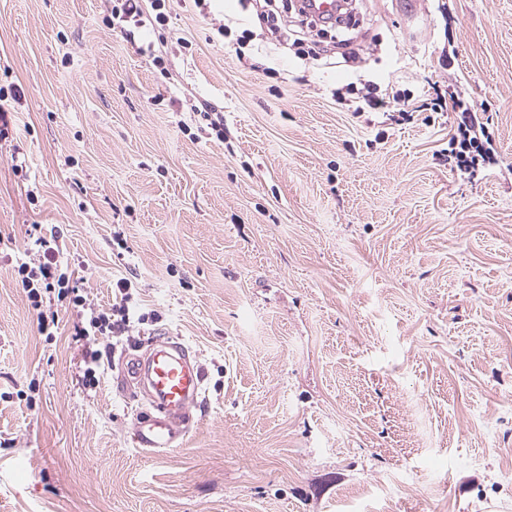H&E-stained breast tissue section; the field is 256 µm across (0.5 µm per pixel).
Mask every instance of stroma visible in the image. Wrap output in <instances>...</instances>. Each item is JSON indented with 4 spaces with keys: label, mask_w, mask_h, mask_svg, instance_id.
Here are the masks:
<instances>
[{
    "label": "stroma",
    "mask_w": 512,
    "mask_h": 512,
    "mask_svg": "<svg viewBox=\"0 0 512 512\" xmlns=\"http://www.w3.org/2000/svg\"><path fill=\"white\" fill-rule=\"evenodd\" d=\"M110 8L0 0V512H512V0H350L300 42L289 0H167L131 41ZM368 81L470 101L496 165L457 175L450 113L337 103ZM34 224L94 307L123 271L162 316L95 389L76 309L45 338L18 280ZM161 335L205 393L147 454L121 360Z\"/></svg>",
    "instance_id": "obj_1"
}]
</instances>
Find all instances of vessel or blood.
<instances>
[{
	"label": "vessel or blood",
	"instance_id": "1",
	"mask_svg": "<svg viewBox=\"0 0 512 512\" xmlns=\"http://www.w3.org/2000/svg\"><path fill=\"white\" fill-rule=\"evenodd\" d=\"M124 369L151 406L134 423V445L143 450L173 447L189 432L191 410L202 397L203 374L197 359L190 357L180 340L162 337L151 340L146 354L131 357Z\"/></svg>",
	"mask_w": 512,
	"mask_h": 512
}]
</instances>
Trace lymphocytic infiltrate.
Masks as SVG:
<instances>
[{
	"instance_id": "lymphocytic-infiltrate-1",
	"label": "lymphocytic infiltrate",
	"mask_w": 512,
	"mask_h": 512,
	"mask_svg": "<svg viewBox=\"0 0 512 512\" xmlns=\"http://www.w3.org/2000/svg\"><path fill=\"white\" fill-rule=\"evenodd\" d=\"M165 0H112L109 25L124 22L133 23V30L127 31V38H134L137 29L148 25L164 24L167 15ZM431 111L454 112L457 116L448 139L449 153L454 159L455 169L460 175L474 178L481 170L495 164L494 135L490 130L491 117L472 111L462 99L442 97L432 98ZM36 245L43 249L45 262L35 266L26 264L18 268L21 286L33 311H36L41 332H49L57 322L56 312L45 309L47 301L58 299L68 301L74 308H84L87 316L74 326L76 339L86 341L83 357L82 384L93 389L100 382V373L105 366L104 355L95 349L94 344L104 338L119 337L128 333L132 323L145 324L158 321L155 312L141 311L132 293L133 285L129 278L117 276L114 281L115 299L105 309L88 307L87 298L73 274L62 271L53 258L55 249L46 236H37Z\"/></svg>"
}]
</instances>
